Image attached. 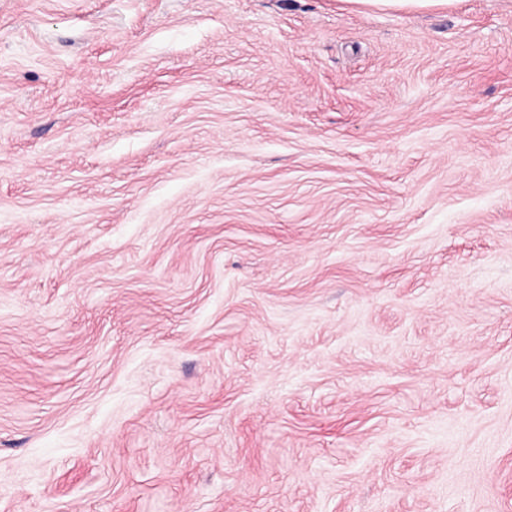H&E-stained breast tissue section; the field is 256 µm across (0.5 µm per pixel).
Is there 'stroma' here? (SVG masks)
<instances>
[{"label": "stroma", "instance_id": "35a3bbf8", "mask_svg": "<svg viewBox=\"0 0 512 512\" xmlns=\"http://www.w3.org/2000/svg\"><path fill=\"white\" fill-rule=\"evenodd\" d=\"M0 512H512V0H0ZM360 3L378 9L428 8L452 6L456 0H359Z\"/></svg>", "mask_w": 512, "mask_h": 512}]
</instances>
